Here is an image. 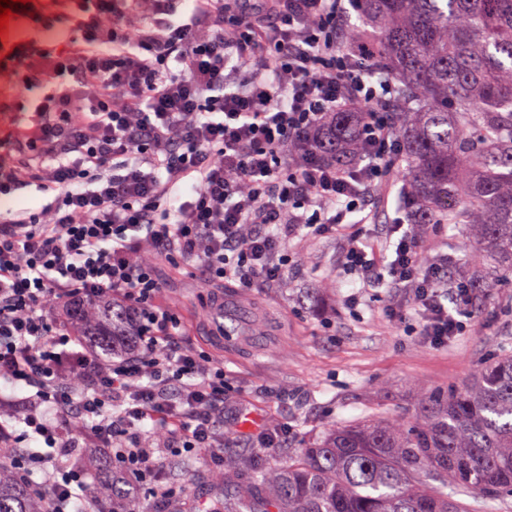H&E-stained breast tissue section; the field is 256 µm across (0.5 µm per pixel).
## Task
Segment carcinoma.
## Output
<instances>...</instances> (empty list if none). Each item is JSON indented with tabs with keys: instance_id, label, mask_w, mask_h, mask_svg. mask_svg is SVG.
<instances>
[{
	"instance_id": "cac0c4a2",
	"label": "carcinoma",
	"mask_w": 512,
	"mask_h": 512,
	"mask_svg": "<svg viewBox=\"0 0 512 512\" xmlns=\"http://www.w3.org/2000/svg\"><path fill=\"white\" fill-rule=\"evenodd\" d=\"M350 37L371 42L397 76L393 120L402 143L400 206L412 224H459L478 288L512 279V0H364ZM356 110L337 112L323 148L338 164L362 152ZM105 356L132 345L124 308L75 319ZM208 496L171 498L164 512H465L455 499L512 496V352L465 382L423 395L415 415L330 424L312 443L269 461L224 455ZM100 512H135L128 481L98 485ZM0 478V512H41Z\"/></svg>"
}]
</instances>
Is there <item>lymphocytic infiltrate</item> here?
<instances>
[{
    "label": "lymphocytic infiltrate",
    "mask_w": 512,
    "mask_h": 512,
    "mask_svg": "<svg viewBox=\"0 0 512 512\" xmlns=\"http://www.w3.org/2000/svg\"><path fill=\"white\" fill-rule=\"evenodd\" d=\"M20 0L19 18L62 25L66 45H9L22 84L43 94L13 142L0 196L34 186L36 213L0 214V458L45 505L87 512L96 489L73 452L112 460L154 495L161 448L224 457V365L180 346L179 317L156 304L153 259L192 261L208 280L269 287L288 273L299 235H339L342 269L400 289L421 334L442 346L473 319L475 290L457 280L443 303L446 257H423L414 227L390 225L376 259L348 215L374 204L401 153L388 105L392 78L370 43L344 34L358 0ZM249 80L235 87L233 74ZM361 107L360 162L325 163V118ZM129 310L135 351L90 353L70 322L88 301ZM151 421L152 446L138 426ZM46 448L32 458L27 441Z\"/></svg>",
    "instance_id": "1"
}]
</instances>
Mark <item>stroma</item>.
Wrapping results in <instances>:
<instances>
[{
  "mask_svg": "<svg viewBox=\"0 0 512 512\" xmlns=\"http://www.w3.org/2000/svg\"><path fill=\"white\" fill-rule=\"evenodd\" d=\"M29 96L13 63L0 64V157L26 119ZM340 237L291 240L287 277L271 288L208 283L197 266L160 260V301L180 315L182 346L224 364V409L256 428L225 438L255 451L263 433L287 428L288 444L312 441L327 424L374 416L412 417L421 395L464 381L476 366L512 350V283L492 289L475 321L448 345L433 347L414 317L390 320L388 287H369L340 266ZM223 303V319L212 310Z\"/></svg>",
  "mask_w": 512,
  "mask_h": 512,
  "instance_id": "35a3bbf8",
  "label": "stroma"
}]
</instances>
